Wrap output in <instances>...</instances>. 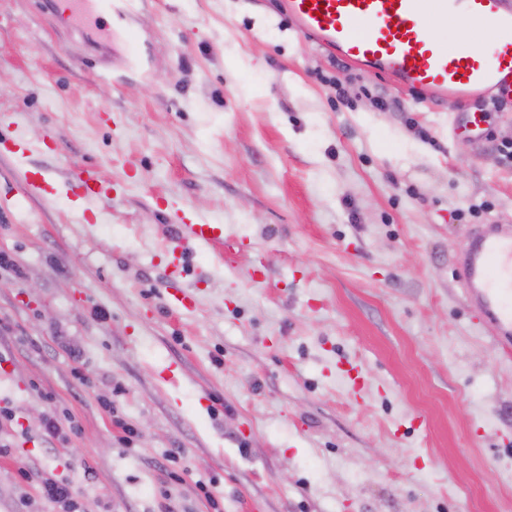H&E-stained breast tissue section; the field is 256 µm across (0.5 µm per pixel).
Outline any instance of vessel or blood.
I'll use <instances>...</instances> for the list:
<instances>
[{
	"mask_svg": "<svg viewBox=\"0 0 512 512\" xmlns=\"http://www.w3.org/2000/svg\"><path fill=\"white\" fill-rule=\"evenodd\" d=\"M61 2L71 26L86 32L101 17L127 12L125 0ZM284 8L300 34L388 75L404 91L431 90L456 109L478 91L512 95V0H285ZM460 19L497 35L492 55L436 36V21ZM183 231L200 246L229 244L220 224H187ZM456 275L471 310L511 347L512 225L476 228Z\"/></svg>",
	"mask_w": 512,
	"mask_h": 512,
	"instance_id": "obj_1",
	"label": "vessel or blood"
}]
</instances>
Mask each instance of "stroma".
Listing matches in <instances>:
<instances>
[{
    "instance_id": "stroma-1",
    "label": "stroma",
    "mask_w": 512,
    "mask_h": 512,
    "mask_svg": "<svg viewBox=\"0 0 512 512\" xmlns=\"http://www.w3.org/2000/svg\"><path fill=\"white\" fill-rule=\"evenodd\" d=\"M281 2L133 0L95 34L134 22L121 62L0 0V139L32 146L0 150V512H57L46 477L78 512H512V353L454 275L472 229L512 225V97L449 137L432 92ZM189 222L234 247L185 244L171 309ZM53 414L77 431L47 438ZM43 496L57 504L62 512H76L77 491L67 482L46 478L41 486Z\"/></svg>"
}]
</instances>
